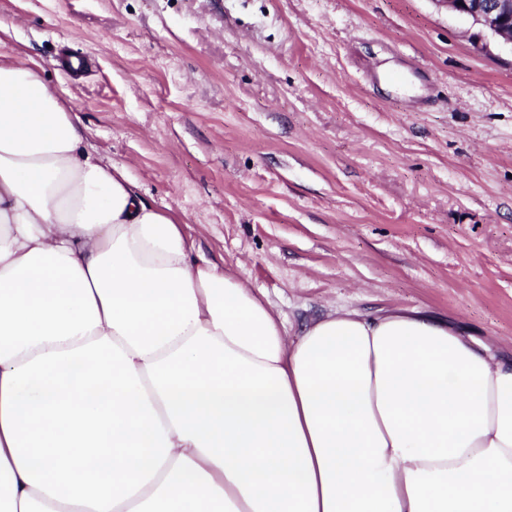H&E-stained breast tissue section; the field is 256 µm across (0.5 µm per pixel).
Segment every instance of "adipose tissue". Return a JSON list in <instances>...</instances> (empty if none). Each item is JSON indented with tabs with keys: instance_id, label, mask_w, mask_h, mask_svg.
I'll list each match as a JSON object with an SVG mask.
<instances>
[{
	"instance_id": "ef3b65f1",
	"label": "adipose tissue",
	"mask_w": 512,
	"mask_h": 512,
	"mask_svg": "<svg viewBox=\"0 0 512 512\" xmlns=\"http://www.w3.org/2000/svg\"><path fill=\"white\" fill-rule=\"evenodd\" d=\"M41 69L0 54V512H512V357L416 309L288 337Z\"/></svg>"
}]
</instances>
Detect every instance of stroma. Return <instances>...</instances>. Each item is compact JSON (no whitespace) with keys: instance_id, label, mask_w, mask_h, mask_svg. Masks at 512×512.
<instances>
[{"instance_id":"stroma-1","label":"stroma","mask_w":512,"mask_h":512,"mask_svg":"<svg viewBox=\"0 0 512 512\" xmlns=\"http://www.w3.org/2000/svg\"><path fill=\"white\" fill-rule=\"evenodd\" d=\"M104 160L296 335L420 309L512 351V46L435 0H0ZM85 60L82 72L61 65Z\"/></svg>"}]
</instances>
